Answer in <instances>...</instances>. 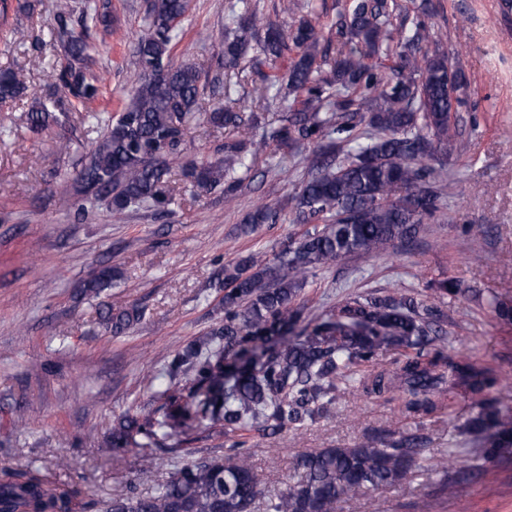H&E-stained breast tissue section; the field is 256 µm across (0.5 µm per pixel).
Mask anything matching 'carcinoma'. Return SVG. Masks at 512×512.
<instances>
[{
    "label": "carcinoma",
    "mask_w": 512,
    "mask_h": 512,
    "mask_svg": "<svg viewBox=\"0 0 512 512\" xmlns=\"http://www.w3.org/2000/svg\"><path fill=\"white\" fill-rule=\"evenodd\" d=\"M190 0H147L145 30L133 45L137 79L124 111L112 118L91 113L100 136L82 156L61 197L84 214L82 201L106 203L122 215L146 204L163 212L171 201L166 175L174 163L199 188L223 187L231 196L237 168L263 151L266 142L246 139L248 96L232 97L231 85L202 80L196 64L175 56L172 32L187 17ZM112 0H60L52 40L64 61L51 75L45 99L29 113L34 131L61 124L77 106L102 94L91 30L114 29ZM397 0H351L336 34L345 50L334 60L319 56V37L309 20L289 27L279 16L265 20L251 68L280 58L288 43L298 57L254 90H270L282 102L303 92L288 124L272 132L282 143L313 146L314 159L296 201L298 220L316 228L263 259L243 256L222 267L224 321L177 352L165 372L146 375L155 405L128 410L112 428L102 452L144 448L159 437L208 431L219 425L238 433L224 455L190 459L144 494L134 486L101 504L79 483L58 485L39 467H0V512H343L370 490L401 484L421 456V437L404 430L367 436L353 448H322L297 461L285 490L267 495L250 461L247 433L270 435L330 415L346 396L361 391L378 397L399 393L416 418L461 396L473 412L462 426L477 455L507 459L512 448V412L487 397L497 379L468 357L448 355L440 310L402 294H351L313 321L297 304L307 273L350 255L373 256L395 243L408 244L423 219L437 209L444 187L428 162H441L450 146L451 93L461 103L467 80L448 63L440 45L420 47L431 34L420 23L406 32ZM248 44L236 35L222 40L218 67L236 68ZM395 56L390 71L373 57ZM224 89V105L206 115L228 131L224 156L210 161L185 155V126L207 92ZM27 92L17 72L0 68V104ZM112 268L83 283L81 293L112 284ZM143 317L137 306L105 307L99 318L112 335L125 334ZM393 351L389 366L379 357ZM195 384L183 395L180 379ZM468 475L443 470L436 494L446 498Z\"/></svg>",
    "instance_id": "carcinoma-1"
}]
</instances>
